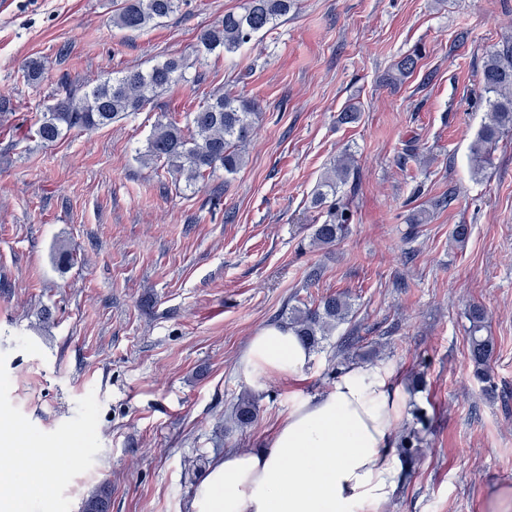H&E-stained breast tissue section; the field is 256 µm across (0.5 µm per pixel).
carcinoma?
Listing matches in <instances>:
<instances>
[{"mask_svg":"<svg viewBox=\"0 0 512 512\" xmlns=\"http://www.w3.org/2000/svg\"><path fill=\"white\" fill-rule=\"evenodd\" d=\"M297 5V0H247L241 12L228 11L216 25L198 38L199 51L232 53L258 33L269 30L282 16ZM179 0H125L113 17L117 26L141 31L175 13ZM24 81L37 84L43 79L41 62L31 60L22 68ZM183 79V62L168 58L147 69L109 75L94 85L63 81V93L37 122L34 135L43 143L55 142L70 132L91 131L108 126L144 109L151 97L168 90ZM485 119L471 145L472 162L483 170L491 162L500 136L512 129V42L503 43L490 53L481 71ZM257 118L255 106L231 95H210L191 112L190 126L183 130L175 122L158 123L148 140L143 158L165 166L195 185L222 169L235 174L243 165V146L248 141ZM349 158L336 161L318 184L314 205H328L326 218L314 225L313 242L334 246L349 231L350 214L338 196L348 183ZM352 304L342 295H330L313 307L288 308V326L309 346L315 347L339 324L343 323ZM469 348L474 373L485 375L494 350L491 337L483 335L486 312L477 304L468 309ZM257 416L254 401L242 399L237 405V425L247 427ZM112 490L102 484L81 503V512H110Z\"/></svg>","mask_w":512,"mask_h":512,"instance_id":"cac0c4a2","label":"carcinoma"}]
</instances>
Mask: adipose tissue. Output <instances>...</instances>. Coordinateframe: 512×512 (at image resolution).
Segmentation results:
<instances>
[{
    "label": "adipose tissue",
    "mask_w": 512,
    "mask_h": 512,
    "mask_svg": "<svg viewBox=\"0 0 512 512\" xmlns=\"http://www.w3.org/2000/svg\"><path fill=\"white\" fill-rule=\"evenodd\" d=\"M312 352L292 329L261 328L239 361L240 375L264 388L298 379ZM408 394L395 370L353 364L329 389L293 399L267 447L226 449L198 484L190 512H382L405 477L393 440ZM19 433L0 437V512H28L46 485L61 482V457Z\"/></svg>",
    "instance_id": "adipose-tissue-1"
}]
</instances>
